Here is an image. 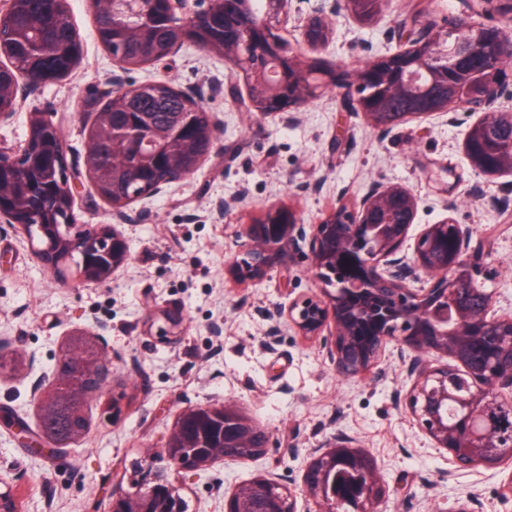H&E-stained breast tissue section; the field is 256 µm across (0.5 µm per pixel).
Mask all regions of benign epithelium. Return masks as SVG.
<instances>
[{"label": "benign epithelium", "mask_w": 512, "mask_h": 512, "mask_svg": "<svg viewBox=\"0 0 512 512\" xmlns=\"http://www.w3.org/2000/svg\"><path fill=\"white\" fill-rule=\"evenodd\" d=\"M291 0H266L262 16H255L248 0H224V45H243L246 53L224 55L233 77L241 76L246 87L266 86L265 108L259 110L251 94L239 98L248 111L262 116L290 112L315 100L322 88L291 93L290 88L312 72L316 60L305 52H285L278 30L288 23ZM360 0H336L331 14L346 13L361 18ZM479 12L512 20V0H482ZM168 19L180 23L196 21L209 12L189 7V0H169ZM467 8L449 22L455 38L443 43L435 21H421L423 9L416 2L414 28L408 31L406 47L386 57L367 61L351 72L333 70L325 85L342 91L343 107L364 118L373 128L389 132L414 120L448 111L435 103V81L455 84L460 96L455 106L469 117L483 118L465 134L464 153L471 167L488 175L512 171V139L490 165L473 149L479 126H492L511 118L512 112L497 106L509 76L505 64L512 60V27L495 22L470 21ZM327 25L324 9H315L302 29V39L312 50L327 43L312 30ZM495 47L496 61L486 68L481 57L486 45ZM82 53V43L71 34L70 50L58 57L48 71L44 66L16 73L12 81L13 102L25 98L27 90L64 78ZM427 76L420 85V111L401 118H384L371 100L374 82L390 95L409 88L412 81ZM31 120L44 127L58 158L57 195L74 202L77 189L87 181L86 166L67 162L60 126L35 110ZM115 135L146 140L151 130L130 124L121 129H101ZM27 145L17 149L0 146V186L17 178L28 167ZM198 168L177 177L161 169L155 173L150 192L194 175ZM418 199L406 187L374 184L361 198L358 209L342 205L316 224H301L293 210L275 209L257 224L246 228L249 247L230 265L232 273L258 282L277 265L297 257L308 261L316 278L324 284L320 292L293 299L276 317L288 320L306 339L322 340L336 375L361 381L375 379L378 362L388 344L399 347L410 386L396 395L395 406L409 414L435 448L446 450L460 469L497 468L512 459V314L493 309L485 257L491 252L493 234H479L468 224L445 218L427 224L410 235ZM0 220L22 231L43 265L60 280L83 284L102 283L128 259V243L115 224H81L72 233L68 224L18 222L0 206ZM412 255H401L408 240ZM159 335L179 336L181 313L162 311L147 316L148 328L156 321ZM92 339L96 354L88 356L79 345L66 349L62 366L52 382L37 376L30 391L41 408L68 393L87 403L108 381L112 357L100 332L84 331ZM446 362H440V359ZM0 425L12 431L22 445L35 453L63 456L64 446L49 447L45 436L34 432L19 418L0 416ZM268 434L241 407L226 401L218 407L188 405L178 415L166 441L168 465L147 467L146 487L112 496L109 512H185L179 491L184 472H205L224 461L246 462L262 458ZM270 481L256 477L224 496V512H296V496L285 487L269 491ZM304 493L317 505V512H377L390 496L389 486L375 458L358 442L338 432L310 452L304 475Z\"/></svg>", "instance_id": "1"}]
</instances>
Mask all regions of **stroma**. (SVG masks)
Masks as SVG:
<instances>
[{
    "instance_id": "stroma-1",
    "label": "stroma",
    "mask_w": 512,
    "mask_h": 512,
    "mask_svg": "<svg viewBox=\"0 0 512 512\" xmlns=\"http://www.w3.org/2000/svg\"><path fill=\"white\" fill-rule=\"evenodd\" d=\"M69 7L81 58L68 76L27 92L0 123L1 144H22L38 110L61 127L68 162L83 159L84 102L116 78L128 85L160 79L196 93L221 132L215 156L193 177L128 207L122 229L129 259L109 282L57 281L25 235L0 228V338L8 341L0 349V412L38 428L31 379L53 377L73 331L106 326L112 354V378L87 405V430L64 458L34 455L0 427V479L12 484L21 512H108L113 494L141 480L147 463L166 466L165 436L179 411L226 400L267 431L268 452L187 475L182 493L190 512H224L214 483L229 492L257 477L290 488L296 512H314L303 492L308 454L340 431L377 459L392 490L378 512H455L466 501L472 512H512V499L500 496L512 461L458 468L395 407V394L409 385L396 345L380 359L379 380L346 381L319 341L274 319L275 309L319 289L307 263L275 267L259 282L228 271L249 245L245 227L268 210L290 208L314 224L339 206L355 208L372 184L398 185L418 199L415 229L447 217L481 232L496 228L485 286L497 312H512V223H503L497 206L512 193V173L475 172L463 150L466 125L445 114L383 135L343 111L330 89L292 121L262 117L238 103L245 87L223 58L191 46L159 64L120 70L97 38L87 0H69ZM411 7V0H383L371 24L331 17L332 38L315 58L349 71L396 52ZM152 310L182 312L178 341L150 334Z\"/></svg>"
}]
</instances>
